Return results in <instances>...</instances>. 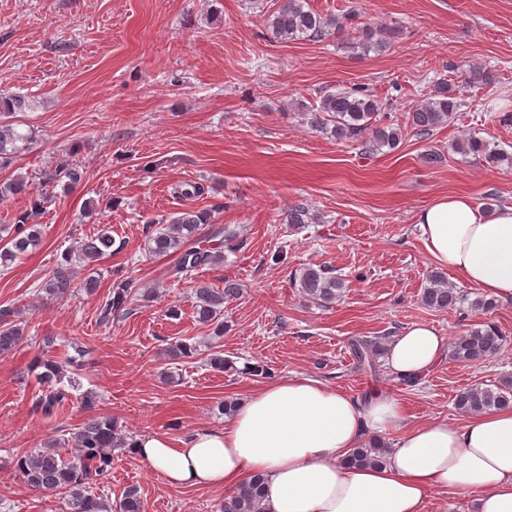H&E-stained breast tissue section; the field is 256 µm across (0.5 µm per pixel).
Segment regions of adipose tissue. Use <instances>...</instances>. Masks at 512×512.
Listing matches in <instances>:
<instances>
[{"instance_id":"obj_1","label":"adipose tissue","mask_w":512,"mask_h":512,"mask_svg":"<svg viewBox=\"0 0 512 512\" xmlns=\"http://www.w3.org/2000/svg\"><path fill=\"white\" fill-rule=\"evenodd\" d=\"M415 222L432 260L485 296L512 301V206L485 212L465 194L419 210ZM448 354L427 323L409 325L388 346L399 377L420 378ZM405 408L378 393L361 402L320 381L268 382L240 400L218 429L187 437L144 434L126 447L172 486L232 490L264 478L269 512H425L435 494L466 499L468 512H512V408L448 425L405 426ZM399 431L386 464L350 463L367 434Z\"/></svg>"}]
</instances>
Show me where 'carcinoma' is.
<instances>
[{
	"label": "carcinoma",
	"mask_w": 512,
	"mask_h": 512,
	"mask_svg": "<svg viewBox=\"0 0 512 512\" xmlns=\"http://www.w3.org/2000/svg\"><path fill=\"white\" fill-rule=\"evenodd\" d=\"M267 24L283 41H321L335 35L341 39L343 49L357 56L379 53L386 48V42L378 31L366 27L347 33L338 17L316 12L309 7L307 0H281L268 17ZM23 105L24 99L19 96L0 100V166L7 164L11 156L20 151L18 143L25 144L31 139V133L19 130L12 121L13 114ZM461 107L456 86L442 81L412 107L407 116L408 124L415 134L428 136L450 123ZM304 116L316 130L329 132L337 139L360 142L369 153L386 147L393 150L403 137L401 125L388 122L382 103L365 86L326 93L320 97L318 105L307 109ZM455 150L464 155H477L492 168L512 169V153L479 137L468 136L456 142ZM81 179V165L75 163L49 177L48 182L53 189L61 184L68 190ZM29 188V181L23 177L0 180V201L22 194ZM313 220L314 216L303 204L288 209L286 223L295 229L311 224ZM208 223L210 213L187 207L159 227L144 225L145 242L154 255H177L176 263L168 274L179 281L192 282L195 272L224 263V250L233 251L237 247L234 233L221 226L213 228L206 238H197L198 226ZM41 241L39 225L27 223L25 217L14 229L0 226V268L9 269L19 257L35 250ZM111 253L112 235L104 228L64 253L40 291L55 300L68 298L77 288L76 275L86 271L88 275L83 279V288L89 293L94 292L98 286V280L93 276L94 266ZM293 283L306 301L320 306L336 302L345 288L343 278L335 271L315 264L300 269V273L294 275ZM193 291L197 321L214 326V335H223L224 321L221 317L224 315V300L239 295L238 284L226 279L224 287L215 288L200 282ZM136 296L149 302L157 297V292L154 288H137L127 278L115 279L106 300L100 305V322L109 325L128 314L130 302ZM421 302L433 310L453 309L467 302L470 311L483 314L496 307L495 300L480 295L468 300V295L449 287L438 272L429 275L428 286L421 293ZM25 340L26 322L22 321L21 309L12 305L0 306V357L10 354ZM389 342L390 337L385 335L353 340L351 347L357 365L371 370L376 368ZM505 342L506 337L497 326L484 323L456 337L449 346V358L459 363H475L494 356ZM36 366L43 371L39 373L42 389L35 395L34 409L50 417L70 399L69 392L62 387L63 368L79 371L85 366V360L69 358L59 362L46 358L37 360ZM455 406L470 415L512 406V377H505L496 384L459 391ZM71 441L74 454L70 458L61 456L52 444L19 456L15 467L23 484L43 494H65L68 512H143L144 504L135 486L128 487L114 506L94 494L112 474V449L125 446L112 418L89 415L72 433ZM390 450L391 446L385 440L371 437L352 449L350 462L358 466H380L386 462ZM221 512H267L263 478L254 475L224 497Z\"/></svg>",
	"instance_id": "cac0c4a2"
}]
</instances>
